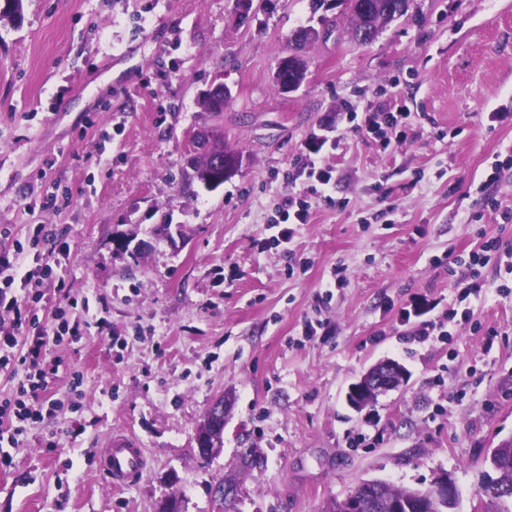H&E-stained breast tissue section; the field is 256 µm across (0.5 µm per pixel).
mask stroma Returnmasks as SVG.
I'll return each instance as SVG.
<instances>
[{"mask_svg":"<svg viewBox=\"0 0 512 512\" xmlns=\"http://www.w3.org/2000/svg\"><path fill=\"white\" fill-rule=\"evenodd\" d=\"M343 9L276 0L243 21L236 0H23L21 22L0 20V231L60 230L70 294L45 284L37 313L86 298L92 315L46 350L61 405L8 448L0 512H160L174 495L220 512L211 489L230 473L236 512H326L363 481L426 488L442 472L454 512H476L486 459L512 437V292L493 265L480 299L455 283L485 241L512 246V168L484 184L512 151V123L489 119L512 113V0H411L364 46L337 26L282 91L291 34ZM218 82L222 112L203 111ZM349 105L409 113L406 142L384 151L340 125L336 188L312 199L290 267L262 244L283 174ZM199 130L241 157L212 191L185 177ZM451 309L468 321L410 339ZM385 358L407 382L353 411L349 385ZM222 395L224 447L203 458L194 433ZM116 432L146 457L118 488L98 465ZM244 448L260 467L241 471Z\"/></svg>","mask_w":512,"mask_h":512,"instance_id":"1","label":"stroma"}]
</instances>
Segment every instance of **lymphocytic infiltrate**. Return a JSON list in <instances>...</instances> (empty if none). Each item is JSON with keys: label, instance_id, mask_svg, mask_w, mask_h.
Listing matches in <instances>:
<instances>
[{"label": "lymphocytic infiltrate", "instance_id": "lymphocytic-infiltrate-1", "mask_svg": "<svg viewBox=\"0 0 512 512\" xmlns=\"http://www.w3.org/2000/svg\"><path fill=\"white\" fill-rule=\"evenodd\" d=\"M349 120H363L367 134L379 138L382 148L392 143H403L404 135L397 129L406 118L402 112H372L359 117L356 109L347 112ZM340 143L333 119H326L319 133L310 136L301 148V165L310 185L309 193L324 194L336 182L335 169L327 161ZM310 221V206L305 198L288 195L278 205V215L272 220L271 245L285 247L297 236L301 226ZM55 233L47 225L33 227L28 237L14 241L10 247L0 249V366H12L22 375L15 393L0 396V436H16L24 425L42 422V408L32 405L31 397L47 390L56 377L59 360H46L42 353L49 343V332L41 328L36 305L41 299L45 283H55L58 291H66L65 281L57 280L54 260L42 253L43 242L54 239ZM36 327L33 336H20L22 327Z\"/></svg>", "mask_w": 512, "mask_h": 512}]
</instances>
